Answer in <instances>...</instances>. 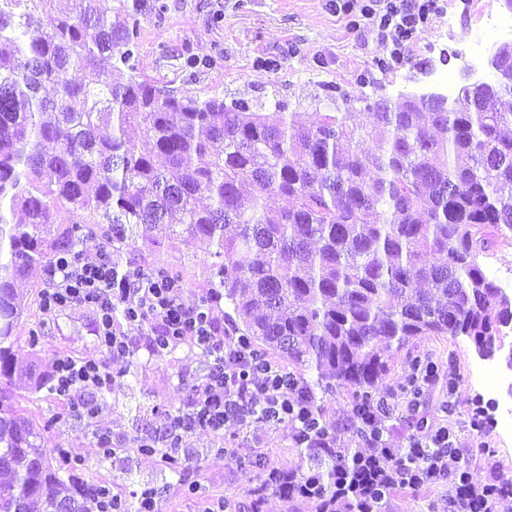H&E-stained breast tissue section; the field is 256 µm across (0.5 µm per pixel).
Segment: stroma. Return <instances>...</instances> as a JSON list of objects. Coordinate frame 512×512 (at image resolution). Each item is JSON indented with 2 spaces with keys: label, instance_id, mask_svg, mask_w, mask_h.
<instances>
[{
  "label": "stroma",
  "instance_id": "35a3bbf8",
  "mask_svg": "<svg viewBox=\"0 0 512 512\" xmlns=\"http://www.w3.org/2000/svg\"><path fill=\"white\" fill-rule=\"evenodd\" d=\"M165 3L164 14L149 13L141 20L135 58L140 72L158 85L203 99L244 101L258 112L280 108L300 113L306 122L321 112L344 111L346 93L354 95L352 108L360 113L368 98L443 92L444 78L460 76L473 63L469 50L481 24L507 13L503 0H443L441 13L418 32L403 59L395 60L371 27L352 28L336 0ZM187 52L197 58V67H185ZM473 64L485 66L481 60ZM117 258L132 268H176L191 299L211 280L212 258L190 254L183 246L122 251ZM46 283L47 269L39 266L16 284L29 305L13 347L18 363L36 362L49 374L63 356L104 359L88 310L44 312L40 302ZM124 330L140 347L128 361L117 363L120 377L98 398V421L114 448L110 457L99 453L90 428L73 414L69 401L44 390L30 392L23 384L16 388L35 423L65 413L49 446L69 449L83 480L103 482L130 512H136L140 493L149 488L158 492L161 512H208L224 500L251 503L262 466L306 465L307 451L295 447L285 422L248 432L229 422L218 432L199 428L184 434L181 455L191 462L184 475L172 472L161 456L139 454L137 439L162 435L169 416L189 407L191 387L199 382L206 357L186 345L159 357L142 347V328L128 324ZM418 361L435 363L438 376L417 401L401 403L392 420L394 442L402 445L410 434L424 437L448 427L459 450L449 468L465 466L477 477L511 482L512 430H501L498 420L502 411L512 410V391L501 384L488 392L482 376L487 364L477 358L471 341L460 336L426 339L404 349L384 377L382 393L405 396L411 366ZM315 395L326 424L348 448L358 449L352 434V389L319 388ZM443 493L439 484L399 490L389 495L387 510L439 512Z\"/></svg>",
  "mask_w": 512,
  "mask_h": 512
}]
</instances>
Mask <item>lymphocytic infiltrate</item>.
Segmentation results:
<instances>
[{"label": "lymphocytic infiltrate", "instance_id": "obj_1", "mask_svg": "<svg viewBox=\"0 0 512 512\" xmlns=\"http://www.w3.org/2000/svg\"><path fill=\"white\" fill-rule=\"evenodd\" d=\"M436 6L437 0H342L340 8L360 13L380 40L391 43V55L399 59ZM47 274L45 310L54 313L78 306L91 311L98 323L99 344L111 360L136 351L122 329L126 323L146 327L150 351L189 345L206 353L208 365L196 401L172 418L165 438L152 444L163 457L178 456L183 433L198 427L218 431L230 421L243 428L286 421L297 447L320 449L323 458L333 463L329 492L316 471H277L280 490L289 498L313 502L318 512H344L351 505L356 512H384L392 489L429 483L444 486L445 512H512V496L504 488L467 469L449 470L448 461L456 457L457 449L447 427L428 437H411L407 446H394L386 424L397 406L387 396H378L359 416L354 434L361 448L349 451L334 429L320 424L308 386L278 364L258 359L232 326L214 317L220 296L189 301L182 285L121 269L114 257L103 252L90 259L77 252L60 253ZM112 380L110 367L95 359L67 358L56 364L55 389L66 398L80 388H109Z\"/></svg>", "mask_w": 512, "mask_h": 512}]
</instances>
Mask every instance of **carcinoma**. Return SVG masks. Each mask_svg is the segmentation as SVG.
<instances>
[{"mask_svg": "<svg viewBox=\"0 0 512 512\" xmlns=\"http://www.w3.org/2000/svg\"><path fill=\"white\" fill-rule=\"evenodd\" d=\"M142 9L0 0V512H90L105 492L60 493L51 423L13 392L48 383L12 356L25 308L14 283L77 244V226L48 231L55 200L89 213L109 246L136 248L149 224L150 248L216 258L207 293L224 294L258 357L278 355L305 385L314 371L362 390L358 413L412 341L479 343L512 318L483 269L512 238V96L481 81L465 111L446 96L381 97L357 123L324 112L307 126L144 78L131 63ZM370 213L382 221L364 223Z\"/></svg>", "mask_w": 512, "mask_h": 512, "instance_id": "obj_1", "label": "carcinoma"}]
</instances>
